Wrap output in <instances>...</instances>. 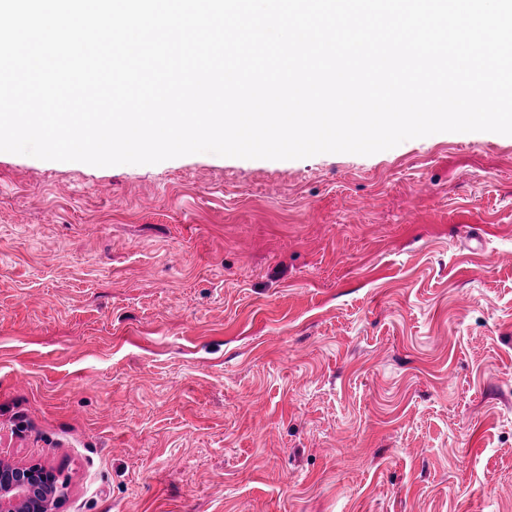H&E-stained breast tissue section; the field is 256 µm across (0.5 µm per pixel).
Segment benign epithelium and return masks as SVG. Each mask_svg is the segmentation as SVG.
I'll return each instance as SVG.
<instances>
[{
    "mask_svg": "<svg viewBox=\"0 0 512 512\" xmlns=\"http://www.w3.org/2000/svg\"><path fill=\"white\" fill-rule=\"evenodd\" d=\"M65 487L44 464L0 462V512H59Z\"/></svg>",
    "mask_w": 512,
    "mask_h": 512,
    "instance_id": "7a95c632",
    "label": "benign epithelium"
}]
</instances>
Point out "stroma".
Wrapping results in <instances>:
<instances>
[{
  "label": "stroma",
  "instance_id": "obj_1",
  "mask_svg": "<svg viewBox=\"0 0 512 512\" xmlns=\"http://www.w3.org/2000/svg\"><path fill=\"white\" fill-rule=\"evenodd\" d=\"M0 461L60 512H512V136L0 152Z\"/></svg>",
  "mask_w": 512,
  "mask_h": 512
}]
</instances>
